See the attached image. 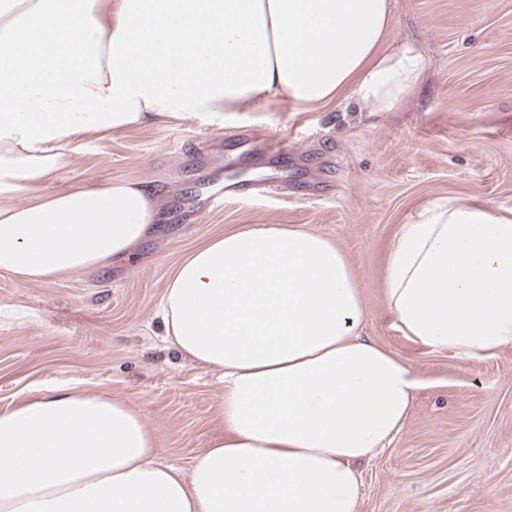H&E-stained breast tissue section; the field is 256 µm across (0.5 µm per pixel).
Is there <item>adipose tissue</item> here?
I'll use <instances>...</instances> for the list:
<instances>
[{
  "label": "adipose tissue",
  "mask_w": 512,
  "mask_h": 512,
  "mask_svg": "<svg viewBox=\"0 0 512 512\" xmlns=\"http://www.w3.org/2000/svg\"><path fill=\"white\" fill-rule=\"evenodd\" d=\"M394 17L395 0H0V271L69 276L149 237L145 183L41 193L81 143L279 100L403 110L429 60ZM381 288L393 328L428 351L512 346V209L426 202ZM161 313L166 340L223 382V435L180 468L124 400L52 389L0 411V512H360V467L422 381L362 336L336 243L277 224L213 235L171 271Z\"/></svg>",
  "instance_id": "obj_1"
}]
</instances>
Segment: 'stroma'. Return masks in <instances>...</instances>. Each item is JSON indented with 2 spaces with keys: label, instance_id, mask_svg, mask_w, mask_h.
<instances>
[{
  "label": "stroma",
  "instance_id": "1",
  "mask_svg": "<svg viewBox=\"0 0 512 512\" xmlns=\"http://www.w3.org/2000/svg\"><path fill=\"white\" fill-rule=\"evenodd\" d=\"M393 34L423 46L425 87L400 112L330 104L116 132L81 144L42 190L136 179L164 220L128 256L50 282L0 271V410L75 382L138 409L162 461L187 467L223 430L224 387L161 340L159 303L174 266L204 239L247 224L306 227L353 263L365 332L427 379L391 448L362 471L361 512H512V346L477 358L430 352L391 326L380 288L398 225L428 201L476 197L512 209V0H396ZM288 135L296 161L243 154ZM280 194L208 210L234 181Z\"/></svg>",
  "mask_w": 512,
  "mask_h": 512
}]
</instances>
